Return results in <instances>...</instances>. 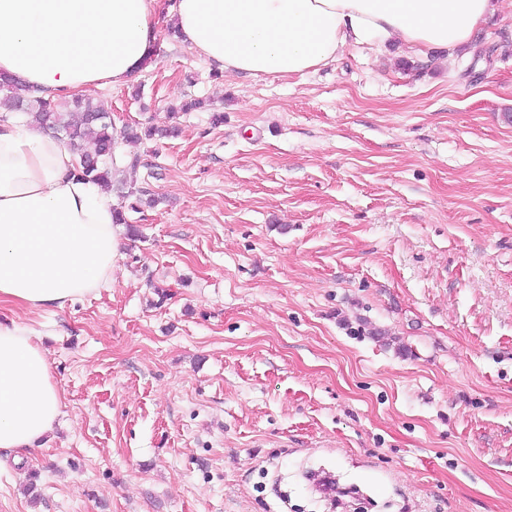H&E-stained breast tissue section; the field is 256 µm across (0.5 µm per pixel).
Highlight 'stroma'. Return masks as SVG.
I'll use <instances>...</instances> for the list:
<instances>
[{
    "instance_id": "obj_1",
    "label": "stroma",
    "mask_w": 512,
    "mask_h": 512,
    "mask_svg": "<svg viewBox=\"0 0 512 512\" xmlns=\"http://www.w3.org/2000/svg\"><path fill=\"white\" fill-rule=\"evenodd\" d=\"M89 92L121 143L110 287L6 308L63 415L0 512H512V0L453 56L229 74L168 32ZM187 98L208 108L180 111ZM224 115L213 123V113ZM359 491L331 504L308 474Z\"/></svg>"
}]
</instances>
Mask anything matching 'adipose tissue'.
<instances>
[{"label": "adipose tissue", "mask_w": 512, "mask_h": 512, "mask_svg": "<svg viewBox=\"0 0 512 512\" xmlns=\"http://www.w3.org/2000/svg\"><path fill=\"white\" fill-rule=\"evenodd\" d=\"M158 0H0V73L69 98L123 85L148 68ZM499 0H171L190 49L227 72L303 76L346 48L406 45L453 55ZM52 136L0 119V304L63 307L107 286L120 260L114 204L76 174ZM62 412L44 350L0 320V452L40 448Z\"/></svg>", "instance_id": "ef3b65f1"}]
</instances>
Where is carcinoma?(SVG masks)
<instances>
[{
  "instance_id": "carcinoma-1",
  "label": "carcinoma",
  "mask_w": 512,
  "mask_h": 512,
  "mask_svg": "<svg viewBox=\"0 0 512 512\" xmlns=\"http://www.w3.org/2000/svg\"><path fill=\"white\" fill-rule=\"evenodd\" d=\"M0 99L17 112L33 115L40 128L53 134L80 156L77 173L104 187L112 183V174L117 170L119 139L139 141L177 133L174 127L165 130L127 127L119 132L110 120L111 109L101 102L93 103L75 96L66 102L62 110L53 99L20 92L18 85L7 77H0ZM124 198L134 212L156 203L147 191L132 186L127 188Z\"/></svg>"
}]
</instances>
